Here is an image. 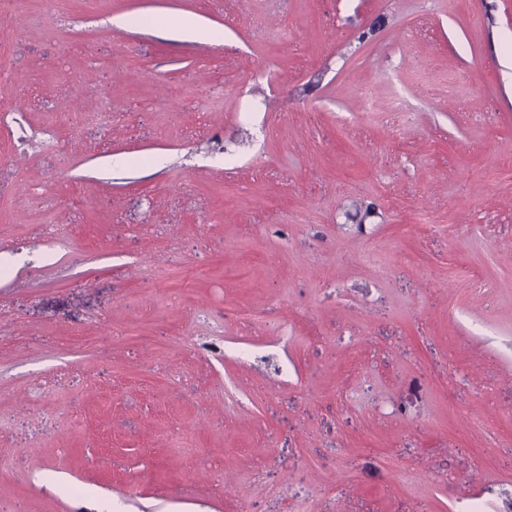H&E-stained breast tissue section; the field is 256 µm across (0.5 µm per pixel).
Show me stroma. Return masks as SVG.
<instances>
[{
	"mask_svg": "<svg viewBox=\"0 0 512 512\" xmlns=\"http://www.w3.org/2000/svg\"><path fill=\"white\" fill-rule=\"evenodd\" d=\"M0 46V512L512 495V0H27Z\"/></svg>",
	"mask_w": 512,
	"mask_h": 512,
	"instance_id": "1",
	"label": "stroma"
}]
</instances>
